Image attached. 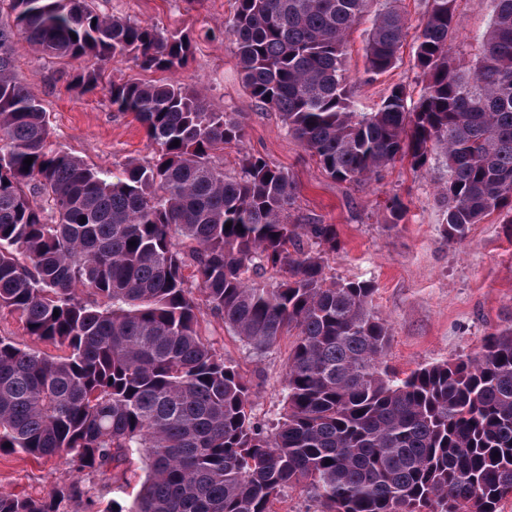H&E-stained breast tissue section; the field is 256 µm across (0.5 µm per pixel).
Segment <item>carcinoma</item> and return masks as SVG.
<instances>
[{"mask_svg": "<svg viewBox=\"0 0 512 512\" xmlns=\"http://www.w3.org/2000/svg\"><path fill=\"white\" fill-rule=\"evenodd\" d=\"M396 2L372 21V77L400 59ZM490 2L468 68L452 50L457 0H427L411 108L399 83L377 111L354 110L343 48L371 0H236L224 34L250 97L332 178L366 182L404 157L421 169L440 148L445 232L459 243L512 210V0ZM19 41L77 64L72 82L132 115L151 158L111 177L54 148ZM191 58L190 37L94 0H0V312L59 350L0 336V453L63 458L74 473L41 498L0 493V512H66L95 496L86 477L135 455L145 479L112 512H272L297 485L321 512H499L512 495V325L473 358L390 374L373 286L324 275L336 226L293 223L290 177L260 154L224 173L240 116L172 80H103L111 62L173 73ZM208 316L260 354L291 339L277 422L255 421Z\"/></svg>", "mask_w": 512, "mask_h": 512, "instance_id": "carcinoma-1", "label": "carcinoma"}]
</instances>
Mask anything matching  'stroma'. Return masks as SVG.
<instances>
[{"label": "stroma", "instance_id": "35a3bbf8", "mask_svg": "<svg viewBox=\"0 0 512 512\" xmlns=\"http://www.w3.org/2000/svg\"><path fill=\"white\" fill-rule=\"evenodd\" d=\"M234 7V0H104L102 5L114 15L192 38L193 57L175 73V80L202 90L215 108L238 113L245 125L243 146L224 148L225 172L237 170L240 150L261 154L292 180L295 223L335 225L337 246L323 255L326 276L373 285V308L391 333L384 357L390 371L403 377L428 365L480 353L488 333L512 323V212L494 211L472 225L462 243H450L439 198L448 170L438 151L420 170L403 159L368 182L350 184L329 177L286 133L278 115L246 94L232 44L205 39V31L223 28ZM398 7L407 20L408 35L399 61L388 72L374 78L365 72L372 15H365L347 37L345 67L358 111L375 110L394 84H405L414 97L423 86L413 67L412 48L426 3L400 0ZM491 16L490 0H458L453 51L467 66L480 60ZM15 59L47 112L57 148L114 176L126 163L149 156L145 132L132 115L113 111L102 94L71 89L64 64L22 43L16 46ZM394 197L404 203L406 213L391 224L385 205ZM209 332L225 359L237 365L249 383L257 420L277 422L284 411L281 375L287 345L260 355L220 320H211ZM70 477L61 459L0 454V492L40 498ZM144 477V462L132 458L114 470L108 484H97L94 504L76 501L67 512H105L113 501L125 500Z\"/></svg>", "mask_w": 512, "mask_h": 512}]
</instances>
